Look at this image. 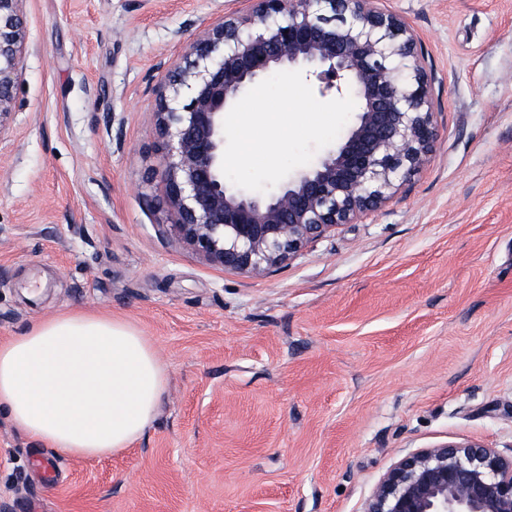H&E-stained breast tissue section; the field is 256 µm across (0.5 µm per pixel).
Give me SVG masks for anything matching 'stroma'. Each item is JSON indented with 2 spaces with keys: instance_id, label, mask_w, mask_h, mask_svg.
<instances>
[{
  "instance_id": "stroma-1",
  "label": "stroma",
  "mask_w": 512,
  "mask_h": 512,
  "mask_svg": "<svg viewBox=\"0 0 512 512\" xmlns=\"http://www.w3.org/2000/svg\"><path fill=\"white\" fill-rule=\"evenodd\" d=\"M434 77L429 166L264 276L159 225L156 103L241 0H24L0 121V340L72 307L142 332L168 384L123 453L0 416L11 512H363L407 453L512 445V0H380Z\"/></svg>"
}]
</instances>
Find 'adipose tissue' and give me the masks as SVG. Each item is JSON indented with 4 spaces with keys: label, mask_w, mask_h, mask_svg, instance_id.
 I'll list each match as a JSON object with an SVG mask.
<instances>
[{
    "label": "adipose tissue",
    "mask_w": 512,
    "mask_h": 512,
    "mask_svg": "<svg viewBox=\"0 0 512 512\" xmlns=\"http://www.w3.org/2000/svg\"><path fill=\"white\" fill-rule=\"evenodd\" d=\"M166 370L131 324L84 308L0 343V413L19 433L79 457L116 454L155 417Z\"/></svg>",
    "instance_id": "adipose-tissue-1"
}]
</instances>
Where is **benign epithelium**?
<instances>
[{"label":"benign epithelium","mask_w":512,"mask_h":512,"mask_svg":"<svg viewBox=\"0 0 512 512\" xmlns=\"http://www.w3.org/2000/svg\"><path fill=\"white\" fill-rule=\"evenodd\" d=\"M23 0H0V119L12 108ZM199 32L155 110L170 230L209 261L268 275L342 224L382 211L430 162L432 77L420 41L375 0H245ZM297 68L321 96L356 102L338 145L271 193L226 184L224 113L253 83ZM364 512H512V453L478 440L418 448L378 480Z\"/></svg>","instance_id":"1"}]
</instances>
